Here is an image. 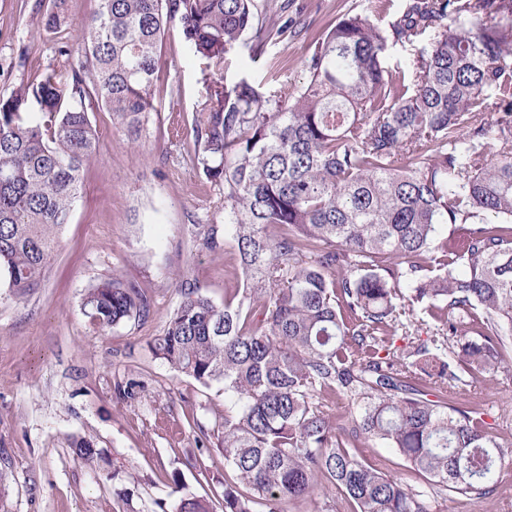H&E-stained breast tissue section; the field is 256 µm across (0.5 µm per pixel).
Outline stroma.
<instances>
[{"instance_id": "1", "label": "stroma", "mask_w": 512, "mask_h": 512, "mask_svg": "<svg viewBox=\"0 0 512 512\" xmlns=\"http://www.w3.org/2000/svg\"><path fill=\"white\" fill-rule=\"evenodd\" d=\"M49 0H0V99L34 79L61 41L97 8L67 0L69 29L47 32ZM369 0H290L288 14L306 28L269 39L261 53L231 50L222 71L205 70L187 48L180 25L162 42L156 110L138 141L105 110L94 118L99 151L84 170L83 188L54 260L34 293L15 300L0 277V512H171L178 496L212 499L223 508L224 454L213 430L224 413V385L199 386L156 360L148 343L162 334L179 301L178 287L201 285L216 304L243 287L234 248L195 246L193 227L224 221V194L197 168L193 115L215 85L247 80L267 90L297 85L302 63L340 15L363 12ZM147 291L146 323L123 322L97 334L82 299L112 273ZM506 367L481 384L487 421L512 442V348ZM96 446L92 461L70 442ZM361 456L424 492L430 512H512V465L497 492L482 500L428 487L391 450Z\"/></svg>"}]
</instances>
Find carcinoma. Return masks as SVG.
<instances>
[{
    "label": "carcinoma",
    "mask_w": 512,
    "mask_h": 512,
    "mask_svg": "<svg viewBox=\"0 0 512 512\" xmlns=\"http://www.w3.org/2000/svg\"><path fill=\"white\" fill-rule=\"evenodd\" d=\"M98 2L53 63L0 99V273L16 299L41 287L70 222L98 150L92 113L148 126L172 22L214 72L291 26L254 25L257 0ZM64 3L52 0L46 30L65 23ZM388 4L337 17L302 85L219 86L192 117L197 166L224 191V225H194V242L234 244L246 287L219 307L181 283L150 349L202 386L224 383V512H284L321 484L332 509L429 512L358 449L391 448L475 499L512 457L474 392L512 336V0H409L382 29L372 15ZM426 33L412 71L384 68L388 44ZM82 308L102 334L147 318L150 299L113 274ZM418 309L436 333L415 345ZM173 512L213 510L186 496Z\"/></svg>",
    "instance_id": "carcinoma-1"
}]
</instances>
